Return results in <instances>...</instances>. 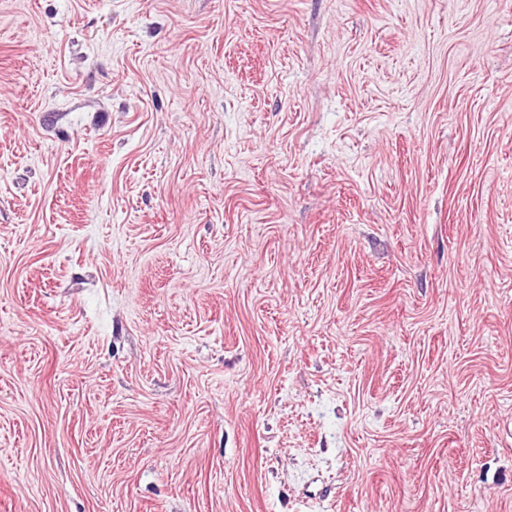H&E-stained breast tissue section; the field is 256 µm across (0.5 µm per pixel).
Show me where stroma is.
<instances>
[{
    "instance_id": "stroma-1",
    "label": "stroma",
    "mask_w": 512,
    "mask_h": 512,
    "mask_svg": "<svg viewBox=\"0 0 512 512\" xmlns=\"http://www.w3.org/2000/svg\"><path fill=\"white\" fill-rule=\"evenodd\" d=\"M0 512H512V0H0Z\"/></svg>"
}]
</instances>
